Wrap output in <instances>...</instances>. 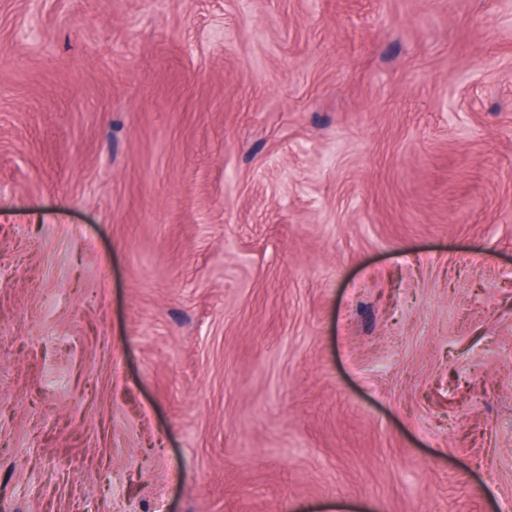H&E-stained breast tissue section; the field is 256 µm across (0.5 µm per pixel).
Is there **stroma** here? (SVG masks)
Returning a JSON list of instances; mask_svg holds the SVG:
<instances>
[{
  "instance_id": "obj_1",
  "label": "stroma",
  "mask_w": 512,
  "mask_h": 512,
  "mask_svg": "<svg viewBox=\"0 0 512 512\" xmlns=\"http://www.w3.org/2000/svg\"><path fill=\"white\" fill-rule=\"evenodd\" d=\"M0 512H512V0H0Z\"/></svg>"
}]
</instances>
